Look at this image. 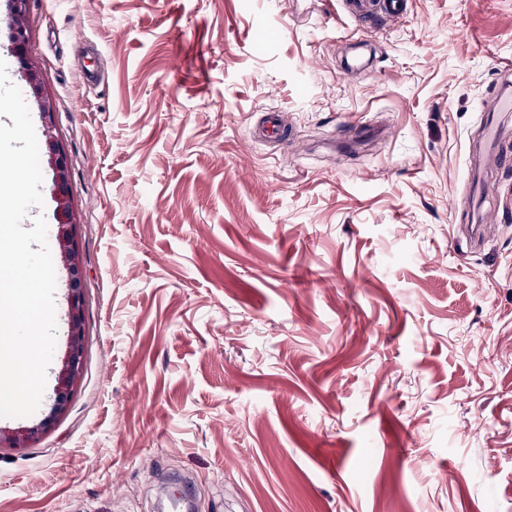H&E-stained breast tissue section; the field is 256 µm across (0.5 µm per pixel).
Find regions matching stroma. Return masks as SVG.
Segmentation results:
<instances>
[{
    "instance_id": "1",
    "label": "stroma",
    "mask_w": 512,
    "mask_h": 512,
    "mask_svg": "<svg viewBox=\"0 0 512 512\" xmlns=\"http://www.w3.org/2000/svg\"><path fill=\"white\" fill-rule=\"evenodd\" d=\"M27 28L86 349L0 450V512H174L175 479L196 512H512V0H30ZM272 110L288 142L251 140ZM29 4L30 0H8L11 22L9 27L14 53L20 64L19 73L29 89L32 103L37 107L46 136L45 149L53 174L54 196L57 204V224L53 233L70 282L68 295L70 330L50 413L33 426H22L11 431L0 427L1 448L4 444H7V448H32L40 441L42 434L66 411L70 396L81 380L84 364V312L81 288L83 268L74 244L73 229L76 224L72 219L68 195L69 163L67 155L59 148L53 136L56 122L55 104L51 98L44 95L38 69L27 52L28 34L25 19Z\"/></svg>"
}]
</instances>
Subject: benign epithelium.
Masks as SVG:
<instances>
[{
  "mask_svg": "<svg viewBox=\"0 0 512 512\" xmlns=\"http://www.w3.org/2000/svg\"><path fill=\"white\" fill-rule=\"evenodd\" d=\"M29 4L30 0H8L10 31L14 53L20 64L19 73L29 89L32 103L37 107L46 136L45 149L53 174L54 196L57 204V224L53 233L70 282L69 334L50 413L33 426H22L11 431L0 428V447L5 445L9 448H31L40 441L42 434L66 411L70 396L81 380L84 364V312L81 288L83 268L74 244L75 223L72 219L68 195L69 163L67 155L59 148L53 136L56 122L55 104L51 98L44 95L38 69L27 52L28 37L25 19Z\"/></svg>",
  "mask_w": 512,
  "mask_h": 512,
  "instance_id": "obj_1",
  "label": "benign epithelium"
}]
</instances>
